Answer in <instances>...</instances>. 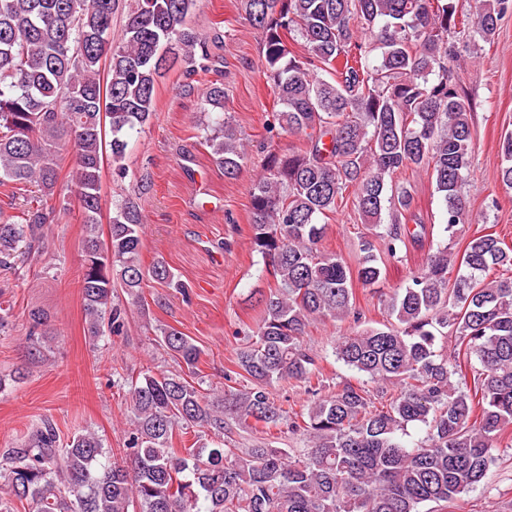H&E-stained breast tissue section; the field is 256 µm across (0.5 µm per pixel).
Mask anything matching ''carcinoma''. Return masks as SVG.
<instances>
[{
	"instance_id": "1",
	"label": "carcinoma",
	"mask_w": 512,
	"mask_h": 512,
	"mask_svg": "<svg viewBox=\"0 0 512 512\" xmlns=\"http://www.w3.org/2000/svg\"><path fill=\"white\" fill-rule=\"evenodd\" d=\"M200 2L129 0L114 43L116 0H0V186L13 201L29 186L52 196L59 153L72 154L70 183L84 224L83 313L94 338L106 328L126 331L118 287L133 301L148 281L188 293L164 262L141 264L147 180H132L105 241L99 224L104 155L113 173L129 176V140L156 112L168 48L177 50L185 93L195 91L193 76L223 68L221 34L189 23ZM240 9L262 35V67L281 105L274 120L308 141L286 153L262 146L253 180L251 244L270 282L257 299L256 339L224 372L246 385L203 394L193 381L201 349L179 329H162L158 344L180 370L146 373L131 386L120 458L91 431L60 447L48 419L0 454V478L29 512H421L425 504L445 512L486 480L492 450L512 428V246L494 233L474 234L457 252L438 247L381 300L382 322L336 339L334 356L376 383V392L345 383L323 393L319 358L304 343L318 320L362 319L353 282L382 278L378 242L394 257L406 239L426 235L424 224L401 223L413 197L392 185L396 172L432 173L448 236L469 216L461 190L471 107L452 75L454 39L492 41L512 0H479L469 23L460 0H240ZM292 32L311 61L289 47ZM225 99L222 83L203 93L212 121L202 140L233 180L249 145L224 113ZM500 151V182L512 189V133ZM349 194L377 229L360 236L354 267L320 248L326 219ZM70 206L27 200L15 214L0 207V269L47 248L48 225ZM28 322L30 355L40 359L48 316L32 309ZM439 336L454 337L452 351L436 346ZM286 380L310 396L298 412L275 397ZM284 424L306 447L242 448L236 438ZM410 424L425 427L411 444L403 440ZM191 428L217 443L184 444Z\"/></svg>"
}]
</instances>
